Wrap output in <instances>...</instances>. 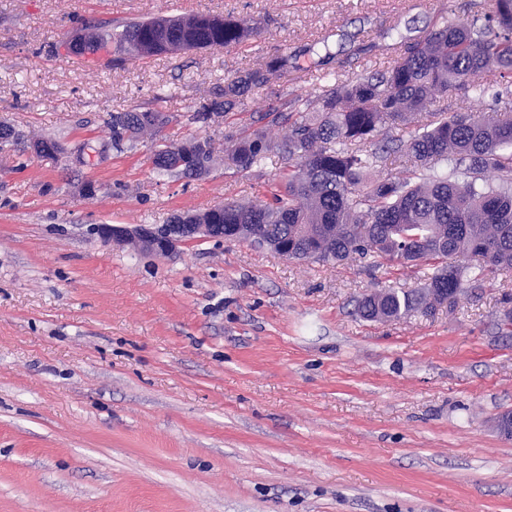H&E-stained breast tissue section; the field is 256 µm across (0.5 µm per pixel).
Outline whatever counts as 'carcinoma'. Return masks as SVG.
<instances>
[{
	"mask_svg": "<svg viewBox=\"0 0 512 512\" xmlns=\"http://www.w3.org/2000/svg\"><path fill=\"white\" fill-rule=\"evenodd\" d=\"M470 18L447 22L404 45L388 65L321 87L313 100L284 99L224 135V167L248 171L270 153L284 169L270 198L227 202L212 216L224 236L251 224V242L274 250L288 246V258L343 262L358 256L371 264L428 267L422 288H387L362 297L357 312L366 319L392 320L422 308L430 294L454 304L464 279L512 268V0H488ZM255 33L251 21L204 14L123 22L101 36L113 43V61L147 59L161 53L157 35L187 50L238 46ZM279 56L224 80L219 98L201 105L195 123L229 119L255 88L288 67ZM490 77L499 86L498 108L460 111L448 92L464 95ZM150 132L139 111L113 112L112 148H134L158 135L173 116L153 110ZM416 124L409 139L395 131ZM285 125L278 140L270 125ZM405 158L407 174L375 178L387 156ZM217 156L215 143L191 136L162 142L153 167L171 176L200 177ZM451 160L471 181L461 185L436 172ZM460 258L476 261L461 265Z\"/></svg>",
	"mask_w": 512,
	"mask_h": 512,
	"instance_id": "obj_1",
	"label": "carcinoma"
}]
</instances>
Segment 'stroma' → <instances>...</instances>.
Masks as SVG:
<instances>
[{
	"label": "stroma",
	"instance_id": "stroma-1",
	"mask_svg": "<svg viewBox=\"0 0 512 512\" xmlns=\"http://www.w3.org/2000/svg\"><path fill=\"white\" fill-rule=\"evenodd\" d=\"M472 0H0V123L56 138L0 151V512H512V270L435 314L367 321L358 299L422 271L286 259L215 239L158 256L92 229L256 201L283 169L156 172L109 113L189 122L225 77L288 55L237 123L288 92L386 66ZM253 20L245 44L128 60L64 53L86 22ZM332 62H324L325 53ZM93 182L94 196L80 186ZM139 112H153L157 125L150 132L146 127L149 123L139 115ZM108 125L112 129V148L116 151L133 149L137 143L147 136L158 135L162 129L173 121V116L159 109H147L137 111L136 109L127 112H112L109 115ZM144 125L141 123L140 117Z\"/></svg>",
	"mask_w": 512,
	"mask_h": 512
}]
</instances>
